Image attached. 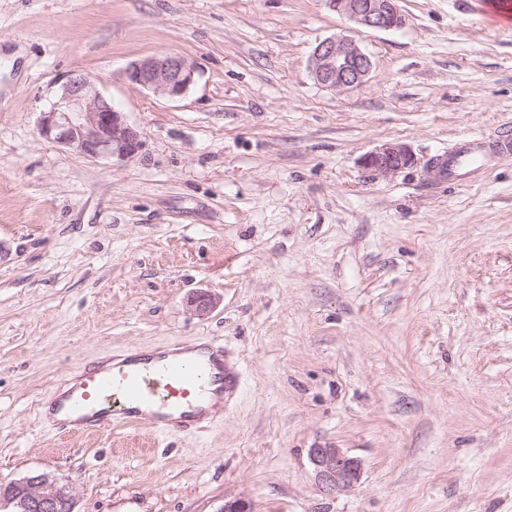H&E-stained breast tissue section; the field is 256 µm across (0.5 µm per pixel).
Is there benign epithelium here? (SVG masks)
I'll return each instance as SVG.
<instances>
[{
  "mask_svg": "<svg viewBox=\"0 0 512 512\" xmlns=\"http://www.w3.org/2000/svg\"><path fill=\"white\" fill-rule=\"evenodd\" d=\"M328 8L364 30H392L405 24L398 0H325ZM371 57L359 42L347 35L320 41L311 56L315 82L329 89L363 85L372 71ZM196 66L185 56L160 53L132 62L128 79L148 92L169 99L180 98L194 83ZM39 135L45 140L89 159L113 156L131 159L144 145L139 128L129 123L123 111L83 74L75 72L63 82L50 106L41 112ZM416 158L405 146L385 144L362 159L365 169L394 174L414 165ZM309 459L315 480L325 494L353 487L361 474V463L341 448H311ZM74 504L70 487L48 474L25 477L0 492V503L17 500L26 508L55 506L60 499Z\"/></svg>",
  "mask_w": 512,
  "mask_h": 512,
  "instance_id": "obj_1",
  "label": "benign epithelium"
}]
</instances>
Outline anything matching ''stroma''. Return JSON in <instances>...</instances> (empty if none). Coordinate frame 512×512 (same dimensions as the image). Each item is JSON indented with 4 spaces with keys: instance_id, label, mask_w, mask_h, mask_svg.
Segmentation results:
<instances>
[{
    "instance_id": "35a3bbf8",
    "label": "stroma",
    "mask_w": 512,
    "mask_h": 512,
    "mask_svg": "<svg viewBox=\"0 0 512 512\" xmlns=\"http://www.w3.org/2000/svg\"><path fill=\"white\" fill-rule=\"evenodd\" d=\"M398 6L363 30L324 0H0V483L53 475L74 512H512V156L430 171L512 127V25ZM339 34L373 62L359 88L310 73ZM162 52L197 67L181 98L126 77ZM73 72L136 157L39 136ZM385 144L415 165L366 170ZM209 337L239 375L218 426L63 437L37 414L85 362ZM317 447L357 484L322 494ZM315 480L325 494L353 487L361 474V463L340 448H313L309 451Z\"/></svg>"
}]
</instances>
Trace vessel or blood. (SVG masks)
<instances>
[{
    "label": "vessel or blood",
    "mask_w": 512,
    "mask_h": 512,
    "mask_svg": "<svg viewBox=\"0 0 512 512\" xmlns=\"http://www.w3.org/2000/svg\"><path fill=\"white\" fill-rule=\"evenodd\" d=\"M512 153V130L501 129L495 140L471 137L449 172L479 166L499 153ZM238 374L214 339L202 347L176 344L147 354L129 349L111 356L108 365L79 367L73 386L54 395V428L61 434H96L109 429L148 426L164 435L181 436L213 407L218 396L233 390Z\"/></svg>",
    "instance_id": "vessel-or-blood-1"
}]
</instances>
